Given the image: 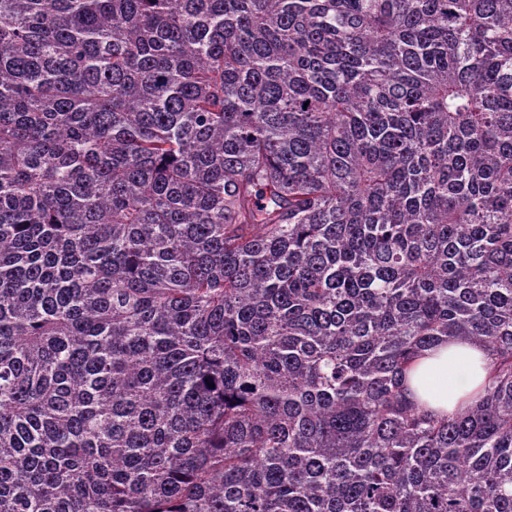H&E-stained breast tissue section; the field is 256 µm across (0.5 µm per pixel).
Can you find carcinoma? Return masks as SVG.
Listing matches in <instances>:
<instances>
[{
	"mask_svg": "<svg viewBox=\"0 0 512 512\" xmlns=\"http://www.w3.org/2000/svg\"><path fill=\"white\" fill-rule=\"evenodd\" d=\"M0 512H512V0H0ZM488 355L468 341L439 343L419 357L407 377L414 398L436 413L452 414L473 401L484 386Z\"/></svg>",
	"mask_w": 512,
	"mask_h": 512,
	"instance_id": "cac0c4a2",
	"label": "carcinoma"
}]
</instances>
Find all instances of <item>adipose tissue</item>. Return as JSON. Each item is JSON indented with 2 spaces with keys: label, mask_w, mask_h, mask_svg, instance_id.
I'll return each instance as SVG.
<instances>
[{
  "label": "adipose tissue",
  "mask_w": 512,
  "mask_h": 512,
  "mask_svg": "<svg viewBox=\"0 0 512 512\" xmlns=\"http://www.w3.org/2000/svg\"><path fill=\"white\" fill-rule=\"evenodd\" d=\"M488 367L483 346L468 341L439 343L427 349L407 377L414 398L438 414H451L473 401Z\"/></svg>",
  "instance_id": "ef3b65f1"
}]
</instances>
